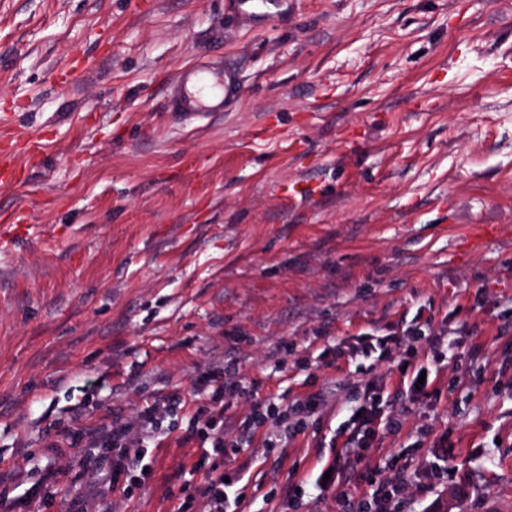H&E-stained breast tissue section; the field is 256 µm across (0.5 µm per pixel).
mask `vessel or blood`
<instances>
[{
  "mask_svg": "<svg viewBox=\"0 0 512 512\" xmlns=\"http://www.w3.org/2000/svg\"><path fill=\"white\" fill-rule=\"evenodd\" d=\"M239 92L234 70L204 62L181 70L167 87V99L172 110L185 118H211L229 110Z\"/></svg>",
  "mask_w": 512,
  "mask_h": 512,
  "instance_id": "vessel-or-blood-1",
  "label": "vessel or blood"
}]
</instances>
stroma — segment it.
Returning <instances> with one entry per match:
<instances>
[{
	"instance_id": "stroma-1",
	"label": "stroma",
	"mask_w": 512,
	"mask_h": 512,
	"mask_svg": "<svg viewBox=\"0 0 512 512\" xmlns=\"http://www.w3.org/2000/svg\"><path fill=\"white\" fill-rule=\"evenodd\" d=\"M223 57L241 80L215 118L171 113L166 83ZM84 70L77 85L58 72ZM34 138L36 158L13 147ZM0 500L8 512H172L208 482L185 431L207 371L257 398L224 403L238 512H354L402 468L403 512H512V0H0ZM446 329L444 357L406 336L437 393L388 412L372 447L344 430L402 354L363 333ZM293 352L281 351V343ZM478 357H471L472 347ZM332 356L321 357L323 348ZM322 392L318 414L296 399ZM178 394L128 491L117 449L68 436L136 422ZM278 413L239 425L255 399ZM347 486L317 490L334 456ZM432 486L420 493L426 473ZM301 488L288 499L285 489ZM403 346V341L396 333H389L382 336L371 334L359 335L354 349L366 357H371L378 352V357L391 358L393 353Z\"/></svg>"
}]
</instances>
